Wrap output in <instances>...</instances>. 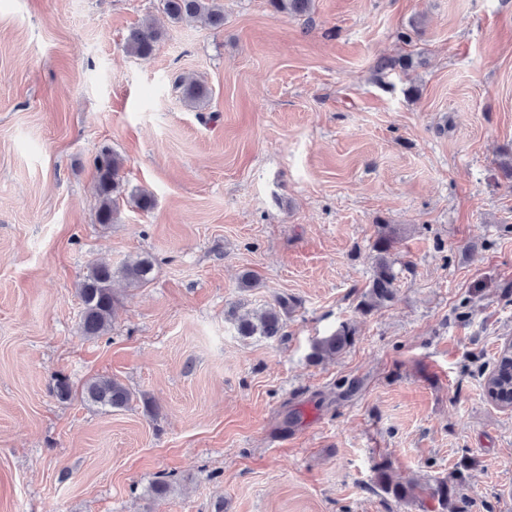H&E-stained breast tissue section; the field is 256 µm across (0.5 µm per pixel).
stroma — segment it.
Segmentation results:
<instances>
[{
    "mask_svg": "<svg viewBox=\"0 0 512 512\" xmlns=\"http://www.w3.org/2000/svg\"><path fill=\"white\" fill-rule=\"evenodd\" d=\"M223 4L213 30L160 0H0V512H442L429 487L465 461L464 512H512V408L483 388L512 341V0ZM150 15L161 40L128 56ZM382 224L396 296L365 314ZM145 255L151 281L114 282L110 332L84 338L91 265ZM281 295L282 337L239 335L232 308ZM344 323L354 344L311 362ZM59 374L157 413L59 400ZM174 87L183 99L193 105H200L210 98L212 91L205 82L193 75H179L174 80ZM99 195L98 223L111 224L117 219L121 181V161L110 150L101 151L94 160ZM81 396L86 403L105 410L126 408L137 398L124 383L109 376L89 379L82 388Z\"/></svg>",
    "mask_w": 512,
    "mask_h": 512,
    "instance_id": "obj_1",
    "label": "stroma"
}]
</instances>
